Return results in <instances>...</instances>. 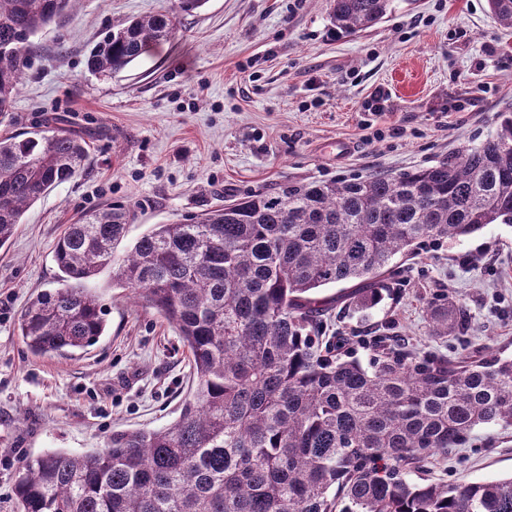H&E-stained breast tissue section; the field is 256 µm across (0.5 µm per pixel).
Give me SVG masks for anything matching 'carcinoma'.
<instances>
[{
  "label": "carcinoma",
  "mask_w": 512,
  "mask_h": 512,
  "mask_svg": "<svg viewBox=\"0 0 512 512\" xmlns=\"http://www.w3.org/2000/svg\"><path fill=\"white\" fill-rule=\"evenodd\" d=\"M80 0H0V119L9 118L34 36ZM204 0L116 26L87 68L112 75L172 39L179 16ZM512 28V0H488ZM391 0H331L338 37L380 22ZM493 138L447 161L365 179L287 184L189 219L154 224L118 253L132 221L110 204L70 224L53 260L61 287L18 318L38 356L75 355L107 323L89 288L106 269L177 333L195 385L178 419L114 430L84 454L57 449L25 460L13 484L21 512H512V477L422 478L484 426H512V357L419 353L375 336L367 364L351 337L321 335L332 305L320 288L354 282L358 309L384 299L399 254L512 224V115ZM83 137L63 130L0 136V248L26 210L86 165ZM429 333L456 338L466 306L427 302Z\"/></svg>",
  "instance_id": "carcinoma-1"
}]
</instances>
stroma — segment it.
<instances>
[{
	"label": "stroma",
	"instance_id": "obj_1",
	"mask_svg": "<svg viewBox=\"0 0 512 512\" xmlns=\"http://www.w3.org/2000/svg\"><path fill=\"white\" fill-rule=\"evenodd\" d=\"M170 0H82L35 38L5 133L57 128L90 145L84 171L25 212L0 248V512H19L13 484L29 456L104 447L112 431L175 421L193 376L174 329L113 286H94L104 336L82 355H32L17 319L57 288L54 246L67 225L121 202L135 214L128 241L154 224L190 217L288 183L403 173L447 160L495 135L512 113V31L487 0H392L385 18L350 37L329 32L328 0H207L182 15L175 38L125 70L91 74L90 49L113 26ZM349 142L340 155L336 144ZM479 253L477 265L459 262ZM375 308L345 309L342 286L319 289L350 336L391 330L422 351L512 355V227L493 224L398 257ZM452 293L466 305L467 337L438 343L426 304ZM432 477L512 476V428L476 440Z\"/></svg>",
	"mask_w": 512,
	"mask_h": 512
}]
</instances>
